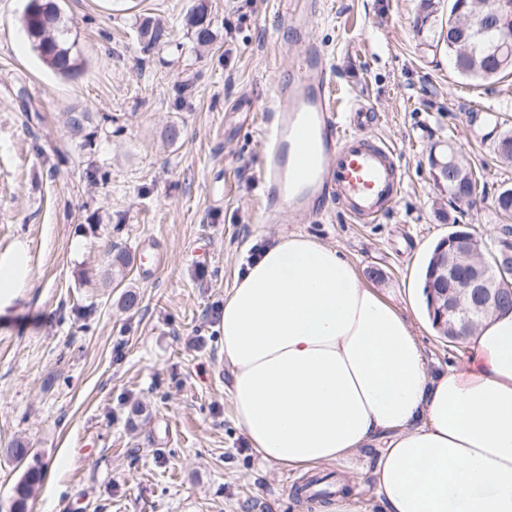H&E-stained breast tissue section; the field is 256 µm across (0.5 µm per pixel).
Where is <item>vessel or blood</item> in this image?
<instances>
[{
	"instance_id": "1",
	"label": "vessel or blood",
	"mask_w": 512,
	"mask_h": 512,
	"mask_svg": "<svg viewBox=\"0 0 512 512\" xmlns=\"http://www.w3.org/2000/svg\"><path fill=\"white\" fill-rule=\"evenodd\" d=\"M284 21L304 38L295 75L265 110L260 181L269 206L301 216L336 201L361 223H377L400 193L392 149L372 141L373 120L364 106L341 111L332 64L322 47L306 40V17L314 0H283Z\"/></svg>"
}]
</instances>
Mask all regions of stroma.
<instances>
[{"instance_id": "stroma-1", "label": "stroma", "mask_w": 512, "mask_h": 512, "mask_svg": "<svg viewBox=\"0 0 512 512\" xmlns=\"http://www.w3.org/2000/svg\"><path fill=\"white\" fill-rule=\"evenodd\" d=\"M194 2L61 0L83 58L62 78L31 46L27 0H0V259L22 255L28 270L0 305V512L25 469L7 453L18 442L43 469L29 512H325L295 495L304 471L251 447L224 364V297L276 237L336 246L414 320L430 366L459 361L420 303L421 269L454 224L489 250L501 233L494 200L512 166L471 112L512 128V76L461 78L418 32V0H320L308 39L332 58L342 108L374 111L369 135L395 150L402 188L375 224L333 204L305 224L283 208L270 218L255 116L303 41L278 0H209L215 38L198 50L185 24ZM143 16L170 33L148 54ZM82 109L112 117L84 148L64 124ZM450 149L479 179V202L461 213L430 170V154ZM110 249L132 259L123 279L106 275ZM143 249L164 259L153 274L139 268Z\"/></svg>"}]
</instances>
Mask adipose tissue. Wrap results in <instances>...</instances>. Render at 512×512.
I'll list each match as a JSON object with an SVG mask.
<instances>
[{
	"label": "adipose tissue",
	"instance_id": "1",
	"mask_svg": "<svg viewBox=\"0 0 512 512\" xmlns=\"http://www.w3.org/2000/svg\"><path fill=\"white\" fill-rule=\"evenodd\" d=\"M235 417L295 470L375 446L373 504L331 512H512V311L430 369L414 324L335 247L302 234L247 262L224 299Z\"/></svg>",
	"mask_w": 512,
	"mask_h": 512
}]
</instances>
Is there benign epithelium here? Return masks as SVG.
Returning a JSON list of instances; mask_svg holds the SVG:
<instances>
[{
  "label": "benign epithelium",
  "instance_id": "benign-epithelium-1",
  "mask_svg": "<svg viewBox=\"0 0 512 512\" xmlns=\"http://www.w3.org/2000/svg\"><path fill=\"white\" fill-rule=\"evenodd\" d=\"M469 24L489 31L498 30V50L512 51V34L497 29L487 21L473 17ZM487 263L478 256L476 238L471 233H459L445 240L443 250L436 257L439 274V292H431L432 306L440 319L469 305V310L488 315L505 309L503 296H512V240L504 242L500 254L494 257L495 275L489 277ZM478 324L464 319L451 325L448 340L457 342L472 335Z\"/></svg>",
  "mask_w": 512,
  "mask_h": 512
}]
</instances>
